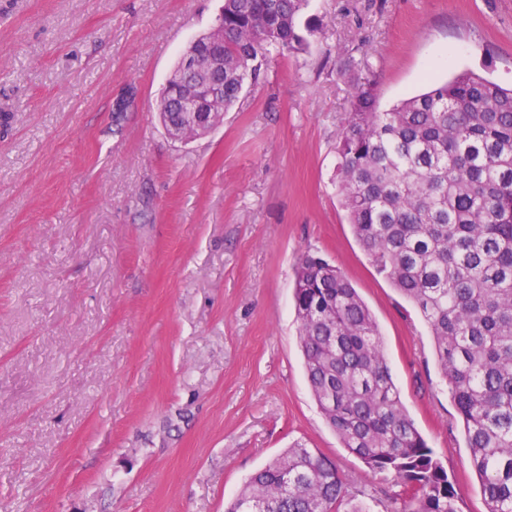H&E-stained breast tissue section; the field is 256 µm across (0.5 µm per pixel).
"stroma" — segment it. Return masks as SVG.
Segmentation results:
<instances>
[{"instance_id":"1","label":"stroma","mask_w":512,"mask_h":512,"mask_svg":"<svg viewBox=\"0 0 512 512\" xmlns=\"http://www.w3.org/2000/svg\"><path fill=\"white\" fill-rule=\"evenodd\" d=\"M223 4L0 0V512H224L297 442L383 512L393 476L307 382L308 252L356 288L463 512H486L429 328L347 222L337 144L358 77L384 109L466 71L511 88L512 0H310L307 52L171 140L161 91Z\"/></svg>"}]
</instances>
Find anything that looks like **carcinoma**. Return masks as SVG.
I'll use <instances>...</instances> for the list:
<instances>
[{"mask_svg":"<svg viewBox=\"0 0 512 512\" xmlns=\"http://www.w3.org/2000/svg\"><path fill=\"white\" fill-rule=\"evenodd\" d=\"M308 0H224V111L270 56L308 49ZM203 78L176 64L161 100ZM162 125L198 135L181 112ZM337 177L353 235L376 272L427 323L463 422L487 512H512V89L475 73L379 111L357 81ZM295 303L307 379L343 446L402 490L390 512H462L454 484L404 409L375 319L327 260L302 255ZM348 483L303 444L253 474L225 512H340Z\"/></svg>","mask_w":512,"mask_h":512,"instance_id":"cac0c4a2","label":"carcinoma"}]
</instances>
